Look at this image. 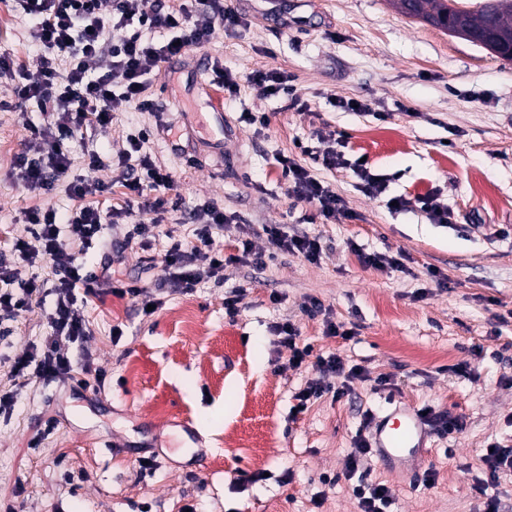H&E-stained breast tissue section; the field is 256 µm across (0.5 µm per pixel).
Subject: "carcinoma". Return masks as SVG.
<instances>
[{"mask_svg":"<svg viewBox=\"0 0 512 512\" xmlns=\"http://www.w3.org/2000/svg\"><path fill=\"white\" fill-rule=\"evenodd\" d=\"M396 7L406 16L427 23L437 22V28L448 31L463 21L493 43L491 53L512 59V0H480L479 6L460 14L457 0H395Z\"/></svg>","mask_w":512,"mask_h":512,"instance_id":"1","label":"carcinoma"}]
</instances>
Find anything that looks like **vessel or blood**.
Returning <instances> with one entry per match:
<instances>
[{
  "mask_svg": "<svg viewBox=\"0 0 512 512\" xmlns=\"http://www.w3.org/2000/svg\"><path fill=\"white\" fill-rule=\"evenodd\" d=\"M372 454L385 468L425 457L426 429L421 413L407 405H395L378 417L371 433Z\"/></svg>",
  "mask_w": 512,
  "mask_h": 512,
  "instance_id": "1",
  "label": "vessel or blood"
}]
</instances>
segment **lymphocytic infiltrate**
Here are the masks:
<instances>
[{
	"instance_id": "lymphocytic-infiltrate-1",
	"label": "lymphocytic infiltrate",
	"mask_w": 512,
	"mask_h": 512,
	"mask_svg": "<svg viewBox=\"0 0 512 512\" xmlns=\"http://www.w3.org/2000/svg\"><path fill=\"white\" fill-rule=\"evenodd\" d=\"M23 12L34 25V36L43 48L36 70L16 69L11 55L0 52V71L19 70L20 81L14 89L18 105L36 101L43 116L31 133L38 143L35 156H17L15 166L24 188L30 192L49 191L55 180L66 176L69 168L65 141L77 138L87 130L104 132L112 123L113 112L129 105L153 110L151 101L144 99L146 77L160 63L182 56L189 46L208 43L216 27L239 25L238 11L225 6L224 0H184L179 8L162 12H146L144 0H19ZM140 30L128 33L131 24ZM164 29L173 32L176 40L162 45L143 38V30ZM65 56L73 67L65 82H58L55 60ZM107 58L108 69L92 72L93 60ZM129 149L119 157L125 175V186L131 195L155 192L150 202L152 211L163 206V192L172 190L171 173L145 154L142 137H130ZM275 161L288 181L287 193L296 201L314 206L317 217L335 220L345 212L342 196L329 184L313 177L293 155H277ZM196 216L202 225L197 228L195 241L172 242L161 261L163 273L176 279L185 290H193L204 279L218 276L224 267V244L216 233L236 218L214 203H201ZM29 239L41 244L40 253L30 250L29 239H16L13 249L27 264L37 259L48 260L57 279L53 287L54 310L49 317L52 330L42 347L16 356L11 365L15 378L51 380L65 377L87 387V380L78 376L77 366L58 348L59 338L71 341L85 339L90 334L83 307L88 297L112 293L133 299L144 296L145 288L136 282H126L120 269L126 261L125 242L104 249L97 266L88 267L79 260L76 248H91L100 240L103 224L120 218L130 226L129 238L150 242L160 235L158 220L138 218L134 210L123 212L82 207L71 211L65 220H58L51 210L33 209L25 214ZM68 227L69 238H62L61 227ZM264 233L277 249L301 255L306 261L317 262L321 253L318 238L307 234L288 233L283 225L267 224ZM35 288L20 279L18 269L0 262V322L14 319L29 308ZM282 346L300 364L311 365L315 379L307 382L295 398L297 411H304L309 402L332 395L340 399L348 394L353 380L362 376L360 367H346L340 356L314 354L311 344L302 342L293 324L274 326Z\"/></svg>"
}]
</instances>
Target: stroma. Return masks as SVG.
Listing matches in <instances>:
<instances>
[{"mask_svg":"<svg viewBox=\"0 0 512 512\" xmlns=\"http://www.w3.org/2000/svg\"><path fill=\"white\" fill-rule=\"evenodd\" d=\"M240 25L216 29L189 56L161 65L145 99L112 116L107 133L69 144L71 168L48 193L19 184L14 163L31 147L36 103L17 107L16 82L0 77V261L19 267L37 292L31 310L0 336V394L15 404L0 414V505L16 512H359L357 477L347 455L366 423L404 403L461 416L460 431L429 434V455L389 473L371 466L368 481L390 489L395 512H482L485 497L470 470L491 444L512 446V60L411 19L390 0H228ZM16 0H0V50L36 68L42 48ZM206 60L240 78L237 97L219 87L200 93L195 67ZM287 78L292 96L266 95L256 71ZM307 101L298 111L290 97ZM371 103L368 112L332 107V99ZM265 114V126L242 121ZM189 127L169 141L159 127ZM150 134L144 149L174 175L163 224L173 237L132 243L125 280L146 284L159 302L144 315L130 298L89 297L90 335L60 339L72 360L92 359L101 392L68 379L14 380V357L41 346L52 330L49 263L21 264L15 239L30 240L24 214L37 207L64 214L75 206L71 180L107 184L113 208L130 199L119 155L130 132ZM346 133L348 160L366 158L383 176V196L365 195L350 169L300 162L327 182L350 210L328 223H307L311 207L287 195L275 164L296 142L319 148L318 134ZM100 164L90 168V156ZM435 195L451 221L434 224L416 199ZM403 197L405 208L388 199ZM212 201L240 218L224 234L230 258L220 280L185 291L159 280L171 239L190 241L197 204ZM285 224L318 237L317 263L275 251L262 230ZM268 254L256 269L232 261L237 238ZM372 253L402 254L403 267L377 269ZM437 269L440 280L428 269ZM243 289L240 312L224 296ZM324 310L308 313L312 300ZM194 313L185 327L177 313ZM291 322L315 353L337 354L367 377L350 395L294 413L295 394L312 370L288 364L273 325ZM354 336L326 333L327 322ZM469 364L472 377L455 374ZM386 378L377 387V378ZM153 468L139 466L141 458ZM434 482H427V474ZM322 505H314L316 496Z\"/></svg>","mask_w":512,"mask_h":512,"instance_id":"35a3bbf8","label":"stroma"}]
</instances>
